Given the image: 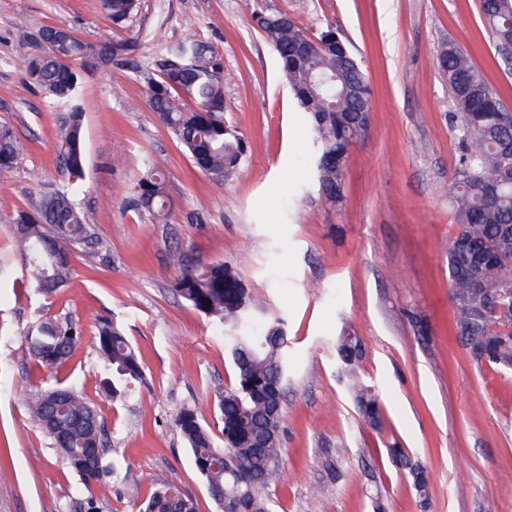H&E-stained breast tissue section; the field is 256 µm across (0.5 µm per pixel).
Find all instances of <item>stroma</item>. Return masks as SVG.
Returning <instances> with one entry per match:
<instances>
[{"instance_id": "obj_1", "label": "stroma", "mask_w": 512, "mask_h": 512, "mask_svg": "<svg viewBox=\"0 0 512 512\" xmlns=\"http://www.w3.org/2000/svg\"><path fill=\"white\" fill-rule=\"evenodd\" d=\"M282 12L311 34L336 29L371 89V123L349 151L339 203L323 199L304 112L255 14ZM62 25L90 42L136 38L134 66L77 61L86 144L80 200L104 249L74 247L67 285L38 295L9 224L63 182L62 115L33 85L24 57L42 43L21 32ZM195 37L224 60L227 115L249 146L241 176L218 182L190 162L153 112L141 70L158 41ZM454 41L512 112V67L498 55L479 0H140L121 27L102 0H0V122L25 140L0 173V512H63L93 495L98 512H131L173 481L198 512H216L176 426L193 409L212 434L216 391L234 368L216 323L179 297L173 257L223 259L282 318L291 356L281 461L271 512H512V370L476 360L453 333L448 248L457 232L450 184L461 154L437 51ZM167 175L169 217L125 210L145 160ZM73 319L82 340L58 370L41 368L25 336L42 320ZM121 325L144 380L123 400L99 389L100 320ZM365 344L361 377L382 424L360 418L337 378L336 339ZM64 382L99 409L117 472L86 491L30 418L27 390ZM398 447L429 474L420 509ZM339 458L341 476L326 474Z\"/></svg>"}]
</instances>
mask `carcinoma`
Segmentation results:
<instances>
[{
    "label": "carcinoma",
    "mask_w": 512,
    "mask_h": 512,
    "mask_svg": "<svg viewBox=\"0 0 512 512\" xmlns=\"http://www.w3.org/2000/svg\"><path fill=\"white\" fill-rule=\"evenodd\" d=\"M115 25L128 21L138 0H103ZM480 12L495 46L512 41V0H480ZM257 27L281 64L299 108L306 112L317 153V180L331 203L342 198L344 166L351 146L367 133L361 111L370 110L371 91L362 67L347 44L336 46V32L312 36L286 14H257ZM136 39L87 42L69 35L24 59L29 78L49 103L64 110L58 140L68 183L44 195L30 211L12 218L13 234L23 251L34 287L49 296L67 285L71 257L62 249L81 246L92 253L102 242L92 232L76 198L74 182L86 163L83 114L73 104L80 83L75 61L86 58L130 62ZM448 84L462 153L452 181L458 232L448 249V284L455 307V330L472 354L512 368V118L504 114L496 91L474 65L470 52L454 42L438 53ZM224 61L204 41L187 38L167 44L156 59L158 76H146L147 97L193 165L216 181L236 177L246 162L241 132L224 117ZM24 142L10 124H0V172L12 170ZM126 201V207L159 220L167 217L165 172L153 161ZM176 292L195 309L216 319L235 370L234 382L217 392L224 447L191 409L181 411L177 426L219 512H270L268 482L281 461L284 387L288 381V336L282 319L258 322L256 303L229 262H190L176 256ZM72 321H44L27 332L28 348L47 370L64 365L80 340ZM96 349L106 377L103 392L114 400L143 380V369L122 330L104 320ZM339 380L353 393L361 419L381 421L377 396L359 376L364 357L361 337L348 329L337 339ZM37 427L85 487L115 472L109 460L105 423L96 406L72 385L61 382L36 390L29 401ZM392 459L408 469L420 505H428L425 468L410 462L399 448ZM139 512H197L194 500L171 481L149 494Z\"/></svg>",
    "instance_id": "1"
}]
</instances>
